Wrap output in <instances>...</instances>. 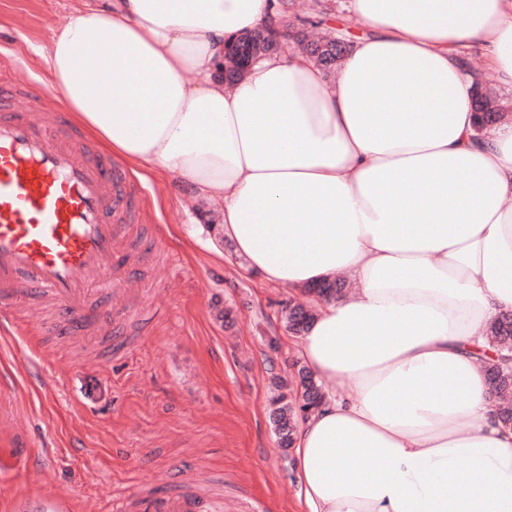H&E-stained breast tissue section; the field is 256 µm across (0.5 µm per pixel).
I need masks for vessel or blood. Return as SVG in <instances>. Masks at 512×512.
<instances>
[{"instance_id":"1","label":"vessel or blood","mask_w":512,"mask_h":512,"mask_svg":"<svg viewBox=\"0 0 512 512\" xmlns=\"http://www.w3.org/2000/svg\"><path fill=\"white\" fill-rule=\"evenodd\" d=\"M30 97L22 70L0 80V328L14 324L18 296L44 297L66 333L122 349L140 295L144 190ZM124 512H224V497L178 484L131 495Z\"/></svg>"}]
</instances>
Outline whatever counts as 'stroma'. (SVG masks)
Returning <instances> with one entry per match:
<instances>
[{"instance_id": "obj_1", "label": "stroma", "mask_w": 512, "mask_h": 512, "mask_svg": "<svg viewBox=\"0 0 512 512\" xmlns=\"http://www.w3.org/2000/svg\"><path fill=\"white\" fill-rule=\"evenodd\" d=\"M83 0H0V73L22 67L41 106L57 102L33 65L51 21ZM349 0H295L282 19L363 34ZM139 232L161 239L152 260L169 287L147 288L127 317V348L68 346L44 327L39 300L16 303L26 339L0 336V512L55 499L64 512H123L143 486L174 479L224 484L226 512H298L293 451L281 447L270 399L298 359L286 313L298 295L243 273L231 250L215 253L207 225L165 182L144 178ZM28 442L15 452L17 428Z\"/></svg>"}]
</instances>
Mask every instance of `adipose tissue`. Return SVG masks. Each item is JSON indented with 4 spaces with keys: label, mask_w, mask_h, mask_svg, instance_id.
Returning <instances> with one entry per match:
<instances>
[{
    "label": "adipose tissue",
    "mask_w": 512,
    "mask_h": 512,
    "mask_svg": "<svg viewBox=\"0 0 512 512\" xmlns=\"http://www.w3.org/2000/svg\"><path fill=\"white\" fill-rule=\"evenodd\" d=\"M352 9L367 32L331 79L284 50L225 85L267 0H85L37 63L113 154L220 202L195 221L242 269L307 293L296 347L324 398L292 443L303 512H512L479 361L512 310V122L477 131L461 54L478 44L512 88V0ZM339 274L353 295H319Z\"/></svg>",
    "instance_id": "obj_1"
}]
</instances>
